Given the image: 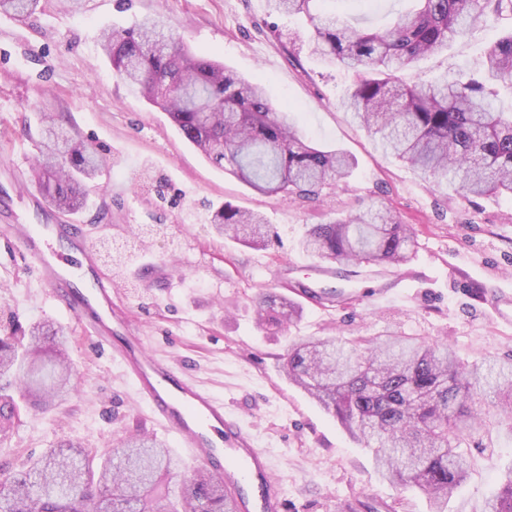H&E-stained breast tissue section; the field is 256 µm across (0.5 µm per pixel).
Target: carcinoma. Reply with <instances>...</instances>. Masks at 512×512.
Returning <instances> with one entry per match:
<instances>
[{
  "mask_svg": "<svg viewBox=\"0 0 512 512\" xmlns=\"http://www.w3.org/2000/svg\"><path fill=\"white\" fill-rule=\"evenodd\" d=\"M336 2L267 0V6L304 16L312 54L355 72L341 106L379 135L384 153L438 186L512 199V111L499 108L493 90L497 84L512 90V33L486 51L476 73L410 87L397 76L471 26L512 13V0H413L412 9L383 29L337 15ZM38 4L0 0V11L24 19ZM101 47L116 75L167 112L187 142L259 192L315 196L355 166L345 151L308 142L290 113L272 107L260 82L193 52L159 17L105 31ZM62 119L40 113L38 191L49 206L76 211L101 158ZM210 223L247 247L261 249L269 241L259 214L227 203L212 209ZM300 246L321 261L360 268L407 262L417 239L375 201L309 225ZM257 306L260 322L278 327L300 313L297 303L275 293L261 296ZM67 345L68 328L50 320L0 325V432L20 419L22 407L58 408L78 391ZM282 372L368 449L383 480L421 491L432 512H448L466 480L463 448L473 430L505 421L512 432V360L466 365L446 341L429 343L397 330L349 340L309 338L289 344ZM487 401L498 415L486 409ZM171 465L165 445L147 435L127 436L112 457L99 460L59 443L24 469L0 473V512H233L221 480L202 469L192 470L171 495ZM486 512H512V469Z\"/></svg>",
  "mask_w": 512,
  "mask_h": 512,
  "instance_id": "cac0c4a2",
  "label": "carcinoma"
}]
</instances>
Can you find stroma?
Masks as SVG:
<instances>
[{
  "label": "stroma",
  "mask_w": 512,
  "mask_h": 512,
  "mask_svg": "<svg viewBox=\"0 0 512 512\" xmlns=\"http://www.w3.org/2000/svg\"><path fill=\"white\" fill-rule=\"evenodd\" d=\"M407 0H353L351 21L384 26ZM161 15L193 51L261 80L274 108L291 109L312 142L351 154L352 174L316 200L262 194L208 162L167 112L147 103L115 76L103 56V31ZM302 20L270 13L266 0H40L22 20L0 13V225L78 224L112 253L135 244L134 261L106 263L104 274L138 322L149 347L170 356L222 397L273 458L288 512H430L422 492L383 481L371 456L281 371L291 340L350 338L398 329L448 341L458 358H512V322L487 301L512 291V201L431 187L407 164L384 155L341 100L353 73L310 55ZM512 32V14L471 28L448 48L405 68L402 83L455 78L482 66L485 50ZM64 113L69 128L108 159L88 202L70 214L48 207L36 187L34 138L42 105ZM164 178L165 199L151 183ZM383 201L412 225L418 245L407 263L366 268L351 277L341 266L317 282L318 264L300 248L307 225L329 210ZM261 214L271 230L266 248L216 236L211 207L223 203ZM319 286L329 300H301ZM387 288L371 306L359 290ZM273 292L299 300L300 319L285 331L262 328L254 300ZM0 309L22 324L48 319L67 326L78 392L46 413L29 410L11 430L0 468L13 470L59 440L93 454L111 452L127 435L161 437L129 382L50 297L16 249L0 239ZM467 453L470 472L452 512H483L502 469L512 464V435L479 430Z\"/></svg>",
  "instance_id": "1"
}]
</instances>
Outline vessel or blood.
Instances as JSON below:
<instances>
[{
    "mask_svg": "<svg viewBox=\"0 0 512 512\" xmlns=\"http://www.w3.org/2000/svg\"><path fill=\"white\" fill-rule=\"evenodd\" d=\"M6 238L28 260L52 299L62 301L94 345L116 362L153 424L171 435L183 462L224 482L234 512H287L271 456L203 383L168 356L149 350L118 309L99 253L74 224H5Z\"/></svg>",
    "mask_w": 512,
    "mask_h": 512,
    "instance_id": "obj_1",
    "label": "vessel or blood"
}]
</instances>
